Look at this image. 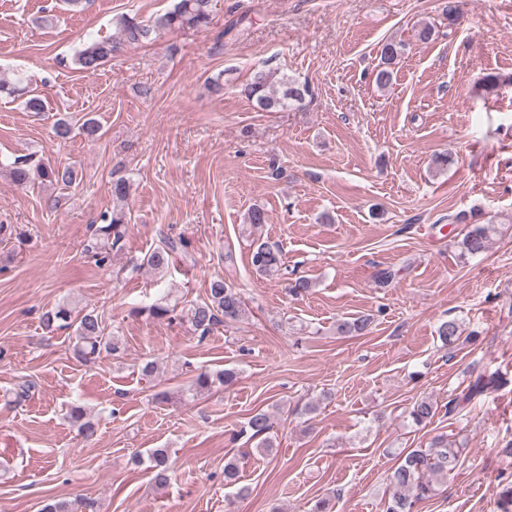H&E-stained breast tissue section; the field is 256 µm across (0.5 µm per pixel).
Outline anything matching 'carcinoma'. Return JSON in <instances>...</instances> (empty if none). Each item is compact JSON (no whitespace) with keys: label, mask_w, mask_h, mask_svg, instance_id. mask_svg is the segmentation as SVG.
I'll list each match as a JSON object with an SVG mask.
<instances>
[{"label":"carcinoma","mask_w":512,"mask_h":512,"mask_svg":"<svg viewBox=\"0 0 512 512\" xmlns=\"http://www.w3.org/2000/svg\"><path fill=\"white\" fill-rule=\"evenodd\" d=\"M213 0H178L174 7L149 20H137L124 17L120 20V38L98 40L84 47L74 58V64L86 74L96 73L114 52L122 46L146 44L157 33L165 30L185 28H205L210 24ZM405 46L401 43H386L381 52V64L375 75L378 87L384 89L391 83L393 71L390 69L401 55ZM273 73L258 69L253 72L245 94L256 102L263 111H275L288 105L300 103L309 94V86L299 83L295 78L281 75L277 82H272ZM0 169L9 172L13 183L26 188L37 182L56 183L69 187L76 182L78 171L69 165L61 166L46 161H34L32 157L21 156L0 162ZM128 196V184L120 179L112 183V199L115 205L112 213L103 217V224L96 229L100 239L106 241L109 249H119L128 231L131 217L125 202ZM496 232L492 224H475L470 227L459 242L463 255L483 253L488 242ZM186 247L182 239L176 241L167 238L162 244L145 255L141 265L154 271L169 267L173 254ZM250 262L259 273L268 276L282 270L281 250L267 241L257 238L252 242ZM245 313L244 301L239 292L226 285L222 279L210 282L207 299L193 305L184 312L183 318L200 337L209 335L213 328L228 321H237ZM373 318L357 316L343 319L337 323V333L344 336H364L369 333ZM42 324L48 332L71 329L78 339L76 353L85 361H91L101 354L117 356L121 347L115 337L104 335L101 318L92 311L78 310L67 303H60L42 316ZM438 338L445 347L455 345L462 336L461 324L455 320L442 322L437 328ZM237 379V372L224 369L215 374L201 373L196 378L199 389L210 388L214 383L224 386ZM498 378L480 376L460 398L448 401L446 410L452 413L464 403L468 404L485 391L497 386ZM438 413V404L428 397L417 399L409 411V418L416 426L429 424ZM70 418L78 423L82 435L88 437L95 432V424L84 419V412L79 406L69 410ZM273 426L269 415L259 410L253 413L240 429L238 435L248 436V440H258L257 448L268 453L274 448L271 436ZM461 450L448 443V436L434 438L426 448H411L391 472L388 478V500L386 512H413L416 502L437 495L440 479L450 475L458 466ZM148 469L157 486L167 484L171 471L169 454L165 448H154L148 454ZM224 485L236 488L234 498L228 500L226 512H238L233 507L234 499H244L249 495V488L239 485V469L235 457L224 462Z\"/></svg>","instance_id":"obj_1"}]
</instances>
